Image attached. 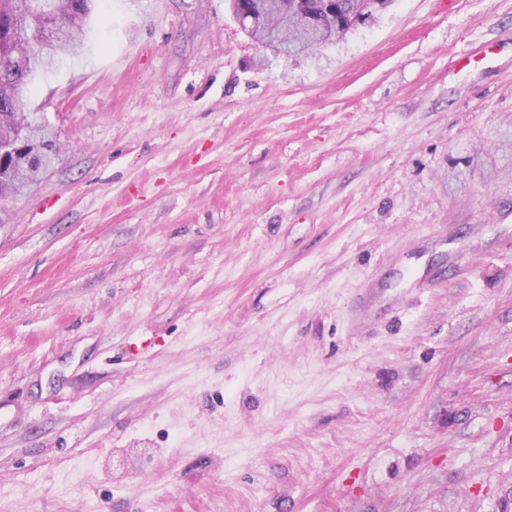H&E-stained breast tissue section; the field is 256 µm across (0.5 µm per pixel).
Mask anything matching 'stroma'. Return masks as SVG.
Here are the masks:
<instances>
[{
  "label": "stroma",
  "instance_id": "35a3bbf8",
  "mask_svg": "<svg viewBox=\"0 0 512 512\" xmlns=\"http://www.w3.org/2000/svg\"><path fill=\"white\" fill-rule=\"evenodd\" d=\"M23 97L0 512H512V0H109ZM288 0V6H266L263 0H240L242 12L254 15L256 19H262L264 28L270 36H275L283 42H288V47L279 40L266 38L259 45L264 50L274 54L288 56V50H292L297 43L309 40L312 44L318 37L328 40L343 38L352 28V23L360 19L361 23L373 24L392 5L394 0H332L328 13H318L317 34L315 38H306L298 34L293 26V14L298 10L302 15H312L314 7H322L321 0ZM314 3V4H313ZM15 152V156L9 154L3 161L4 174H10L12 183L17 186L16 194L12 198L29 191L39 182L40 172L53 165L59 155L60 146L54 135L43 132L38 144L29 146L26 142H20Z\"/></svg>",
  "mask_w": 512,
  "mask_h": 512
}]
</instances>
